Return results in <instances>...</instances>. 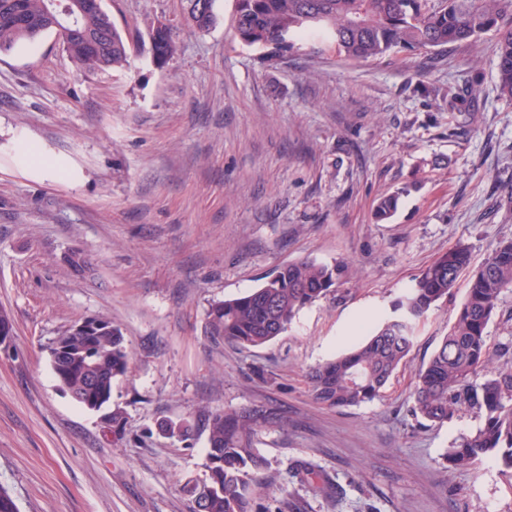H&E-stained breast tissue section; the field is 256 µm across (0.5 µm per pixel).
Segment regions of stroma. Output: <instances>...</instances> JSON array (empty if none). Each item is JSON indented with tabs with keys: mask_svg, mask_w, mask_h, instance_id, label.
<instances>
[{
	"mask_svg": "<svg viewBox=\"0 0 512 512\" xmlns=\"http://www.w3.org/2000/svg\"><path fill=\"white\" fill-rule=\"evenodd\" d=\"M130 44L121 68L84 72L55 33L0 53V485L20 512H195L207 433L160 436L163 419L278 406L262 429L257 500L300 512H512V471L444 453L482 423L461 408L440 426L412 414L417 370L466 298L459 278L415 327L380 396L329 408L310 372L390 311L458 243L483 263L512 239V105L496 88L491 39L368 60L325 42L280 58L240 43L236 0L205 31L183 0H103ZM176 54L156 62L151 34ZM477 94L449 111V94ZM31 143L63 169L35 177ZM399 193L394 215L378 200ZM88 265L72 270L67 253ZM344 262L332 292L261 348L215 344L212 301L301 260ZM112 321L130 352L112 401L122 438L61 391L49 345L76 322Z\"/></svg>",
	"mask_w": 512,
	"mask_h": 512,
	"instance_id": "1",
	"label": "stroma"
}]
</instances>
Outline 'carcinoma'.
Listing matches in <instances>:
<instances>
[{
	"label": "carcinoma",
	"instance_id": "1",
	"mask_svg": "<svg viewBox=\"0 0 512 512\" xmlns=\"http://www.w3.org/2000/svg\"><path fill=\"white\" fill-rule=\"evenodd\" d=\"M53 0H0V51L31 41L63 16ZM215 0H186L187 19L199 30L214 22ZM234 30L247 46L278 57L295 46L298 34L325 36L336 53L367 60L389 53L434 49L494 38L500 96L512 102V0H236ZM101 50L88 54V43ZM86 70L121 67L128 46L108 12L79 14L74 37L63 42ZM398 196L381 198L379 220L397 209ZM345 265L302 260L279 268L263 285L236 297L210 303L206 332L216 341L259 348L288 330L306 305L326 296L344 276ZM469 273L467 296L454 322L426 366L412 393V412L442 425L462 406L481 414L476 431L446 449L448 465L466 469L483 455H493L512 470V367L488 370V324L504 291L512 288V240L501 243L478 268L471 251L459 245L414 278L392 305L389 319L355 345L309 375L313 399L324 406H359L375 399L403 364L414 340V325L448 296L458 277ZM89 341L72 329L64 333L67 359L55 379L83 408L112 413V433L124 431L125 412L112 406L113 380L126 374L129 354L121 331L109 320ZM279 421L278 409L257 405L209 411L206 468L208 481L196 494L197 512H269L254 502L255 474L264 466L256 448L258 431Z\"/></svg>",
	"mask_w": 512,
	"mask_h": 512
}]
</instances>
